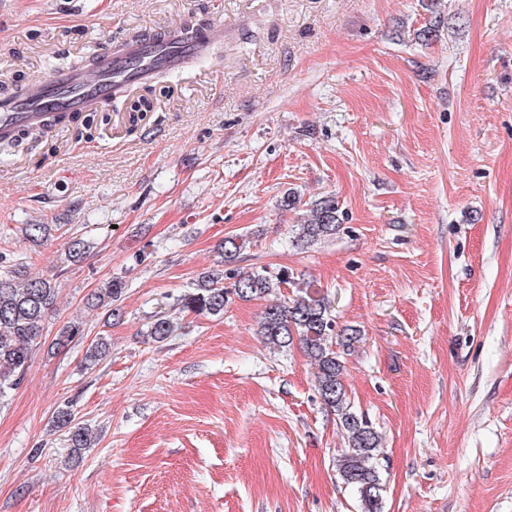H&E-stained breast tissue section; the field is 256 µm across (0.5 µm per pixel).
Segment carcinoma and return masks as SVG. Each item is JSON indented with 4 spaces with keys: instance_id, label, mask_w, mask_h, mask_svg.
<instances>
[{
    "instance_id": "carcinoma-1",
    "label": "carcinoma",
    "mask_w": 512,
    "mask_h": 512,
    "mask_svg": "<svg viewBox=\"0 0 512 512\" xmlns=\"http://www.w3.org/2000/svg\"><path fill=\"white\" fill-rule=\"evenodd\" d=\"M428 11L431 12L429 19L416 31V40L424 45L436 40L447 25L441 13L434 10V4H428ZM309 213L310 218L295 228L294 241L301 247L336 235L340 227L339 207L332 196L316 200ZM246 242L242 235L224 238V268L209 270L199 277L197 288L180 298L183 311L220 317L224 309L237 300L262 299L288 285L299 287L294 273L286 269L248 274L234 269ZM124 289V282L112 279L91 295L88 304L118 318ZM57 297L54 279L25 276L14 264L0 266V399L21 385L32 350L40 344L45 320L53 311ZM177 330V322L157 314L151 322L149 335L161 342ZM259 333L267 343L281 348L298 341L315 365L318 395L327 410L336 416L346 437V448L335 460L336 472L343 485L357 496L361 512H382V436L365 416L353 409L344 383V357L360 342L358 330L351 326L337 328L328 301L306 284L296 297L265 307ZM83 336L81 323H68L58 331L54 346L64 348ZM108 351L105 340L99 338L88 346L85 360L92 365ZM53 423L56 428L67 430L73 452L78 454L89 447V429L76 423L72 406L57 408Z\"/></svg>"
}]
</instances>
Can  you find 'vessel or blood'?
<instances>
[{"label":"vessel or blood","instance_id":"b4317fda","mask_svg":"<svg viewBox=\"0 0 512 512\" xmlns=\"http://www.w3.org/2000/svg\"><path fill=\"white\" fill-rule=\"evenodd\" d=\"M223 35V24L214 22L164 37H130L117 47L104 41L97 53L96 81H87L77 69H59L26 89L0 93V139L22 127L53 131L65 113L103 106L155 68L186 69Z\"/></svg>","mask_w":512,"mask_h":512}]
</instances>
